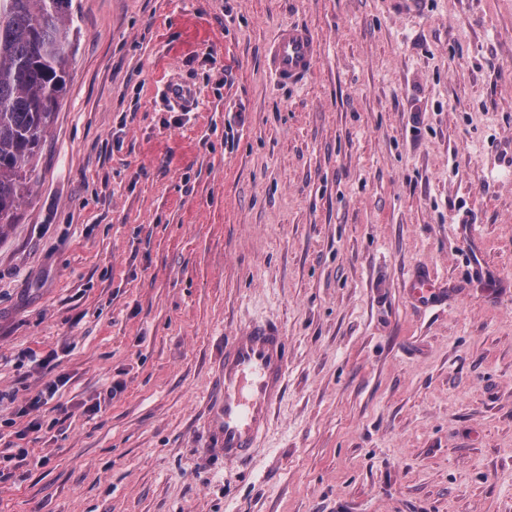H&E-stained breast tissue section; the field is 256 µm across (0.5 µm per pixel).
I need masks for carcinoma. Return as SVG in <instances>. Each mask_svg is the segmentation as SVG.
Returning a JSON list of instances; mask_svg holds the SVG:
<instances>
[{"label":"carcinoma","mask_w":512,"mask_h":512,"mask_svg":"<svg viewBox=\"0 0 512 512\" xmlns=\"http://www.w3.org/2000/svg\"><path fill=\"white\" fill-rule=\"evenodd\" d=\"M71 9L72 0H0V231L18 219L66 88Z\"/></svg>","instance_id":"carcinoma-1"}]
</instances>
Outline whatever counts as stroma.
<instances>
[{
    "label": "stroma",
    "instance_id": "1",
    "mask_svg": "<svg viewBox=\"0 0 512 512\" xmlns=\"http://www.w3.org/2000/svg\"><path fill=\"white\" fill-rule=\"evenodd\" d=\"M422 2L72 0L0 234V424L29 430L0 512H512V0ZM290 24L297 87L265 62ZM256 321L285 393L227 462L214 376ZM265 57L279 84L300 85L311 77L315 66L314 37L303 25L283 28L268 44ZM168 100L178 107H193L198 100L197 90L187 84L170 81L165 87ZM411 294L413 301L423 307L436 305L443 296L444 290L435 280L428 276L416 277L411 282ZM59 383L62 386L66 383L64 377L59 376L55 380L46 382L33 396L27 398L24 412L28 414L30 411L39 410L42 405L48 402V399H52L55 396L59 389Z\"/></svg>",
    "mask_w": 512,
    "mask_h": 512
}]
</instances>
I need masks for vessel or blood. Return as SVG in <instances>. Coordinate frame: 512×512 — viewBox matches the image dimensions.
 Segmentation results:
<instances>
[{"label":"vessel or blood","instance_id":"vessel-or-blood-1","mask_svg":"<svg viewBox=\"0 0 512 512\" xmlns=\"http://www.w3.org/2000/svg\"><path fill=\"white\" fill-rule=\"evenodd\" d=\"M316 44L311 31L294 25L278 31L266 48V61L277 82L297 86L306 82L314 69ZM168 100L189 108L198 93L176 81L165 87ZM443 288L427 276L411 283L414 302L436 305ZM219 375L218 395L209 408V427L225 460L246 458L265 434L276 404L285 391L288 343L281 327L260 322L228 337Z\"/></svg>","mask_w":512,"mask_h":512}]
</instances>
